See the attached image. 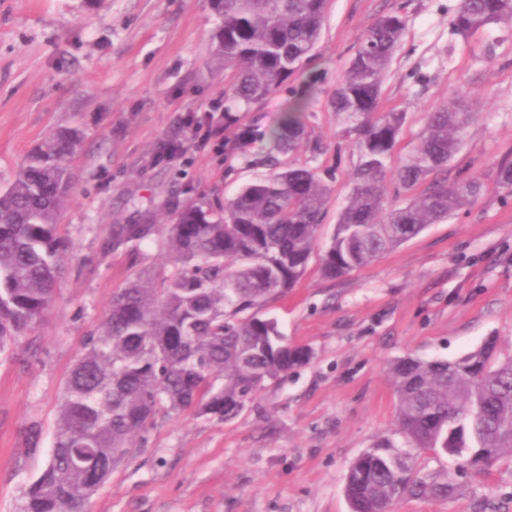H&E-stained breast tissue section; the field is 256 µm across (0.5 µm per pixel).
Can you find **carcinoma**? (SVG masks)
Wrapping results in <instances>:
<instances>
[{
	"label": "carcinoma",
	"mask_w": 512,
	"mask_h": 512,
	"mask_svg": "<svg viewBox=\"0 0 512 512\" xmlns=\"http://www.w3.org/2000/svg\"><path fill=\"white\" fill-rule=\"evenodd\" d=\"M329 0H213V59L224 68V126L237 128L229 153L264 142L247 164L265 172L216 204L205 196L169 199L144 224H114L107 249L138 263L154 248L169 271L133 273L100 325L84 336L64 385L44 469L19 512H90L93 496L117 467L145 450L158 419L191 411L235 419L270 381L307 364L311 351L289 344L263 314L304 277L311 257L336 279L366 266L473 204L479 180L448 179V165L470 122L465 100L431 107L411 155L394 156L406 113L382 105L401 40V10L362 32L336 79L330 105L337 136L357 162L332 235L318 248L329 187L313 162L320 142L307 112L326 79L303 87L288 79L319 42ZM512 23V0H459L452 32L466 37ZM288 89V110L269 131L239 124L267 96ZM83 133L62 128L32 149L0 189V353L35 331L67 268L71 240L60 232ZM391 182L392 202L385 182ZM397 407L395 434L348 467L350 512H394L403 497L448 499L461 490L456 470H482L512 458V345L492 338L454 359L408 354L389 366ZM421 451L445 454L455 468L417 466Z\"/></svg>",
	"instance_id": "1"
}]
</instances>
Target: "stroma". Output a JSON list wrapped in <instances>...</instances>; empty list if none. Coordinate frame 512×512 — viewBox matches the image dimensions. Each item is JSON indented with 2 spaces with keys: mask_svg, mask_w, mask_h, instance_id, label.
Masks as SVG:
<instances>
[{
  "mask_svg": "<svg viewBox=\"0 0 512 512\" xmlns=\"http://www.w3.org/2000/svg\"><path fill=\"white\" fill-rule=\"evenodd\" d=\"M456 0H331L305 84L327 68L308 123L323 150L316 164L331 189L330 234L356 163L337 152L329 101L362 31L403 7L406 26L384 84L386 106L407 120L397 148L408 157L430 106L464 97L472 119L449 176H476L473 205L330 280L311 260L303 279L268 306L289 343L311 361L268 384L228 422L184 412L158 420L146 450L115 469L92 512H349L345 478L363 451L392 437L396 403L388 367L415 354L448 359L488 337L512 343V191L496 169L512 161V26L452 36ZM211 0H0V188L48 134L79 127L72 201L60 217L75 244L54 303L34 334L0 355V512H17L44 467L67 376L82 338L100 321L134 267L104 242L163 200L222 199L255 177L223 146L188 147L182 116L224 97L213 62ZM38 451L25 447L31 422ZM396 512H512V461L468 477L450 500L403 498Z\"/></svg>",
  "mask_w": 512,
  "mask_h": 512,
  "instance_id": "stroma-1",
  "label": "stroma"
}]
</instances>
